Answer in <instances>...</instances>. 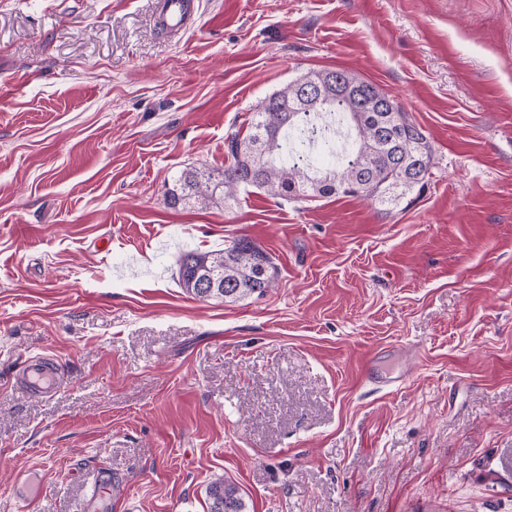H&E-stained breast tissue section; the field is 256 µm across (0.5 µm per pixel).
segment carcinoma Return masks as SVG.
Returning <instances> with one entry per match:
<instances>
[{
  "mask_svg": "<svg viewBox=\"0 0 512 512\" xmlns=\"http://www.w3.org/2000/svg\"><path fill=\"white\" fill-rule=\"evenodd\" d=\"M322 112L339 113L351 142L337 164L322 175L307 155V137ZM228 165L217 173L190 167L168 192L170 208H201L236 198L249 187L284 200L366 197L383 207L397 206L430 181L434 157L426 131L372 81L346 70L308 71L265 97L254 109L249 132L225 138ZM217 270L221 287L202 286L201 273ZM179 283L201 299L235 302L273 287V257L247 238L216 251H185ZM210 512H246L238 488L218 479L208 489Z\"/></svg>",
  "mask_w": 512,
  "mask_h": 512,
  "instance_id": "obj_1",
  "label": "carcinoma"
}]
</instances>
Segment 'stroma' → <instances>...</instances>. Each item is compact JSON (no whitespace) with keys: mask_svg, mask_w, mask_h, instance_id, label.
Here are the masks:
<instances>
[{"mask_svg":"<svg viewBox=\"0 0 512 512\" xmlns=\"http://www.w3.org/2000/svg\"><path fill=\"white\" fill-rule=\"evenodd\" d=\"M194 4L174 33L156 0H0V512H82L98 466L115 512H209L218 478L248 512H512V0ZM327 68L426 131L409 205H166ZM239 237L264 296L181 288L182 252ZM35 355L53 395L16 380Z\"/></svg>","mask_w":512,"mask_h":512,"instance_id":"35a3bbf8","label":"stroma"}]
</instances>
